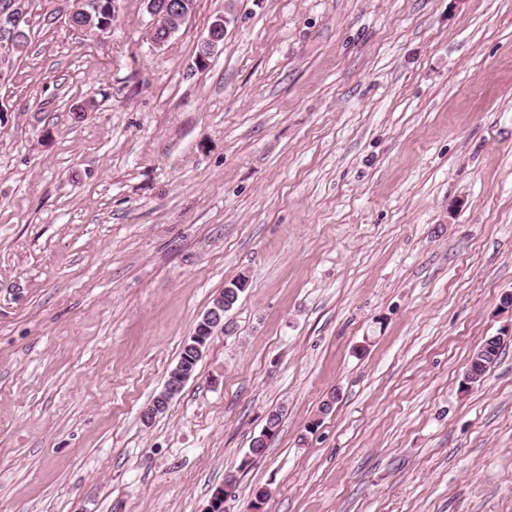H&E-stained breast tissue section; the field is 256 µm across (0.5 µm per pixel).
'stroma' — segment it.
Instances as JSON below:
<instances>
[{"mask_svg": "<svg viewBox=\"0 0 512 512\" xmlns=\"http://www.w3.org/2000/svg\"><path fill=\"white\" fill-rule=\"evenodd\" d=\"M224 4L159 48L144 0L99 40L73 0L30 9L0 85V512H207L229 475L228 512H512V342L464 383L512 323V0H234L198 68ZM489 338H487L483 342V344L488 342ZM488 344L491 347L487 352L488 357L481 358L480 362H476L473 360H478L479 356L485 357V354H484L485 348L480 347L478 350L476 349L472 353L473 360L471 361V372L473 374L475 381H479L482 377L486 376V374L491 370V368L497 364V362L500 358L502 349L498 350V347L491 345L490 342H488ZM191 371L192 366L188 363H183L178 366V368L171 373V382L168 385V388L163 394L157 397V400L150 406L151 409L146 410L147 413L150 415L154 412L157 405L161 406L166 404L165 408L160 410L157 414L163 413L168 408V402L178 394L181 383L191 375Z\"/></svg>", "mask_w": 512, "mask_h": 512, "instance_id": "35a3bbf8", "label": "stroma"}]
</instances>
